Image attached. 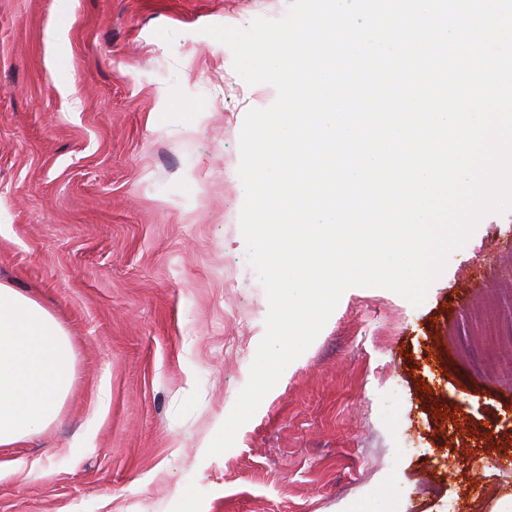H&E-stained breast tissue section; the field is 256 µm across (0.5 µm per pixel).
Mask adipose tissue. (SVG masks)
Returning <instances> with one entry per match:
<instances>
[{"mask_svg": "<svg viewBox=\"0 0 512 512\" xmlns=\"http://www.w3.org/2000/svg\"><path fill=\"white\" fill-rule=\"evenodd\" d=\"M74 349L60 321L0 281V447L56 423L75 380Z\"/></svg>", "mask_w": 512, "mask_h": 512, "instance_id": "ef3b65f1", "label": "adipose tissue"}]
</instances>
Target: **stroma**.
I'll list each match as a JSON object with an SVG mask.
<instances>
[{
	"mask_svg": "<svg viewBox=\"0 0 512 512\" xmlns=\"http://www.w3.org/2000/svg\"><path fill=\"white\" fill-rule=\"evenodd\" d=\"M289 5L0 0V281L75 353L60 422L0 448V512H512V384L478 359L512 330V250L489 247L512 239L503 214L420 306L348 289L234 446L206 454L265 332L239 139L276 90L204 29Z\"/></svg>",
	"mask_w": 512,
	"mask_h": 512,
	"instance_id": "1",
	"label": "stroma"
}]
</instances>
